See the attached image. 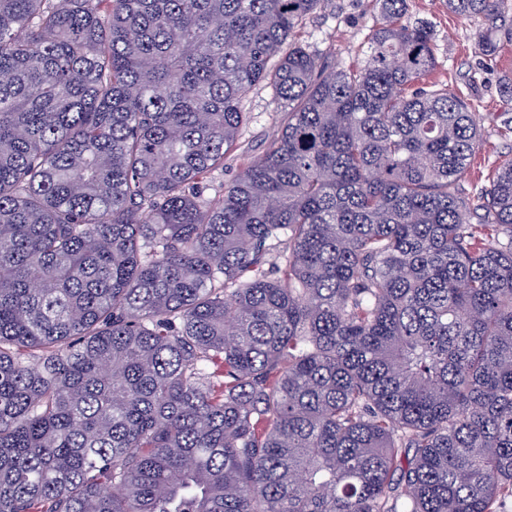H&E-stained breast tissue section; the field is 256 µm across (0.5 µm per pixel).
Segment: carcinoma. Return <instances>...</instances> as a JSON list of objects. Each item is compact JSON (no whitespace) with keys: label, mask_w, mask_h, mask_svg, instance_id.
Listing matches in <instances>:
<instances>
[{"label":"carcinoma","mask_w":512,"mask_h":512,"mask_svg":"<svg viewBox=\"0 0 512 512\" xmlns=\"http://www.w3.org/2000/svg\"><path fill=\"white\" fill-rule=\"evenodd\" d=\"M322 2L0 0V512H509L512 159L461 185L407 0L342 68ZM243 106L248 120L236 149L224 159V169L214 172L203 184L201 195L212 203L224 197V189L248 162L266 152L283 126L284 109L280 108L268 85H257L244 99Z\"/></svg>","instance_id":"obj_1"}]
</instances>
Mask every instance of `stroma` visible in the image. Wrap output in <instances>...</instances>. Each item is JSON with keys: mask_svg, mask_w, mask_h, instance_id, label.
Masks as SVG:
<instances>
[{"mask_svg": "<svg viewBox=\"0 0 512 512\" xmlns=\"http://www.w3.org/2000/svg\"><path fill=\"white\" fill-rule=\"evenodd\" d=\"M376 0H323L318 10L300 22L291 41L307 46L331 66L362 62L368 46ZM408 16L428 23L438 48V67L427 83L449 86L475 103L483 116V139L463 184L466 188L488 185L495 168L512 158V138L502 136L498 127L507 105L501 96L504 84L512 81V42L502 43L491 56L481 50L479 36L485 26L480 19H464L449 12L446 0H408ZM248 114L236 149L224 160L222 170L204 183L201 195L218 202L241 169L261 156L281 131L284 111L273 89L257 85L245 98Z\"/></svg>", "mask_w": 512, "mask_h": 512, "instance_id": "1", "label": "stroma"}]
</instances>
